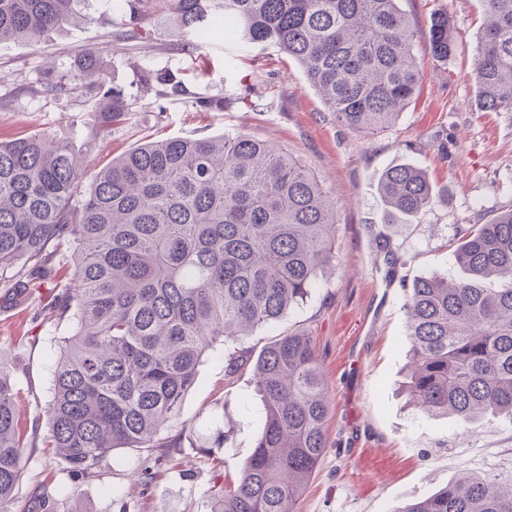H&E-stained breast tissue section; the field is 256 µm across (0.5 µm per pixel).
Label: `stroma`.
<instances>
[{"mask_svg":"<svg viewBox=\"0 0 512 512\" xmlns=\"http://www.w3.org/2000/svg\"><path fill=\"white\" fill-rule=\"evenodd\" d=\"M414 33L416 94L391 127L373 135L338 122L301 66L277 48L248 49L210 36L182 47L172 0H88L87 21L41 42L0 44V140L56 135L86 155V178L151 138L245 134L279 145L310 169L336 204V258L308 299L244 342L261 349L275 336H312L331 396L329 448L294 512H396L443 489L458 473H512V420L488 416L460 429L450 418L421 416L403 385L404 287L437 274L459 278L451 256L459 229L488 223L512 206V114L484 112L471 78L485 14L481 0H399ZM137 9L140 36L117 41L116 21ZM447 12L456 49L448 62L427 40L433 13ZM97 51L113 84L125 88L130 113L101 134L87 97L49 92L69 79L77 52ZM167 71L184 86L141 85L143 72ZM220 100L223 111L204 108ZM422 167L437 202L418 217L384 223L377 180L387 169ZM391 238L394 276L375 238ZM66 325L45 303L0 309V349L13 360L15 403L29 446L12 512H209V488L237 479L261 432L253 371L224 377L222 352L208 356L186 396L180 420L156 449L153 478L135 472L136 452L108 455L97 477L75 479L41 446L58 342ZM228 443L208 458L217 432Z\"/></svg>","mask_w":512,"mask_h":512,"instance_id":"35a3bbf8","label":"stroma"}]
</instances>
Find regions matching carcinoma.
<instances>
[{"label":"carcinoma","mask_w":512,"mask_h":512,"mask_svg":"<svg viewBox=\"0 0 512 512\" xmlns=\"http://www.w3.org/2000/svg\"><path fill=\"white\" fill-rule=\"evenodd\" d=\"M488 22L472 73L485 112H512V0H482ZM86 0H0V43H38L81 16ZM176 36L190 44L216 28L247 48L295 59L338 121L360 133L393 124L418 84L413 33L397 0H172ZM129 14L117 37L138 38ZM432 56L455 51L448 14L428 30ZM49 91L95 92L107 134L129 110L91 49L69 82ZM84 159L60 138L0 142V307L31 303L40 279L68 261L74 287L51 310L59 341L42 446L96 476L116 450H152L178 420L199 367L234 349L308 297L334 260L336 211L321 184L278 145L237 134L142 144L101 168L78 194ZM389 216L416 217L437 198L424 171L403 164L380 177ZM448 281L406 289L411 400L427 417L465 429L487 413L512 419V207L459 232ZM498 280L490 288L485 281ZM262 431L239 479L213 486L210 512H293L328 448L330 404L312 337L288 331L253 364ZM28 442L17 432L11 363L0 351V512H12ZM396 512H512V475L469 472Z\"/></svg>","instance_id":"1"}]
</instances>
